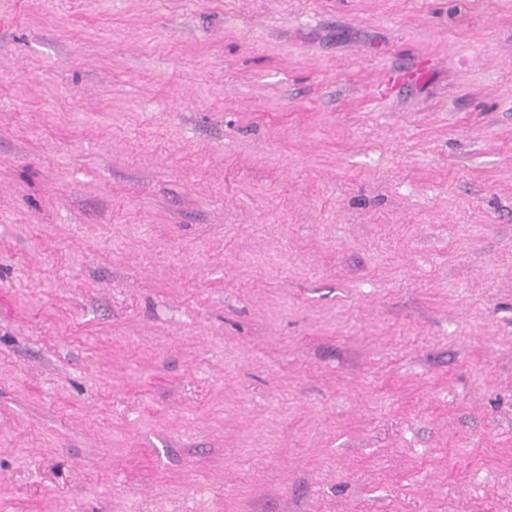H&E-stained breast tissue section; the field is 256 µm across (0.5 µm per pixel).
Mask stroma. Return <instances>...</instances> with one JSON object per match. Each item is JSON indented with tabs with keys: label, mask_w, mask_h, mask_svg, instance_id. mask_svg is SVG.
Instances as JSON below:
<instances>
[{
	"label": "stroma",
	"mask_w": 512,
	"mask_h": 512,
	"mask_svg": "<svg viewBox=\"0 0 512 512\" xmlns=\"http://www.w3.org/2000/svg\"><path fill=\"white\" fill-rule=\"evenodd\" d=\"M0 512H512V0H0Z\"/></svg>",
	"instance_id": "35a3bbf8"
}]
</instances>
